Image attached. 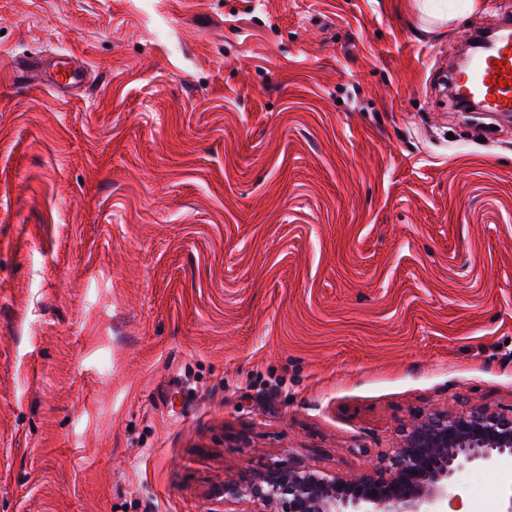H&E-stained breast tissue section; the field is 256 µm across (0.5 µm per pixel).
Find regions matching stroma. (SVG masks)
<instances>
[{
    "label": "stroma",
    "mask_w": 512,
    "mask_h": 512,
    "mask_svg": "<svg viewBox=\"0 0 512 512\" xmlns=\"http://www.w3.org/2000/svg\"><path fill=\"white\" fill-rule=\"evenodd\" d=\"M512 0H0V512H224L512 412ZM70 62L86 82L48 78ZM447 512L512 503V463ZM498 33L503 36L495 48L487 54L474 57L470 66L460 69L453 77L454 95L472 97L481 102L482 111L510 117L512 112V24L511 20L499 24ZM502 62V67L496 64ZM505 70V73H502ZM502 78V86L498 79ZM495 81V84H492ZM507 81V84H503ZM458 96V97H457ZM508 99V102H505Z\"/></svg>",
    "instance_id": "1"
}]
</instances>
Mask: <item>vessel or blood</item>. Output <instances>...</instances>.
Masks as SVG:
<instances>
[{
	"label": "vessel or blood",
	"mask_w": 512,
	"mask_h": 512,
	"mask_svg": "<svg viewBox=\"0 0 512 512\" xmlns=\"http://www.w3.org/2000/svg\"><path fill=\"white\" fill-rule=\"evenodd\" d=\"M499 31L491 52L476 55L468 68L456 72L453 90L481 102L483 111L507 117L512 115V23H501Z\"/></svg>",
	"instance_id": "b4317fda"
}]
</instances>
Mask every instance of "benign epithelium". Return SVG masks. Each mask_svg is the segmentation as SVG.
I'll use <instances>...</instances> for the list:
<instances>
[{
	"label": "benign epithelium",
	"mask_w": 512,
	"mask_h": 512,
	"mask_svg": "<svg viewBox=\"0 0 512 512\" xmlns=\"http://www.w3.org/2000/svg\"><path fill=\"white\" fill-rule=\"evenodd\" d=\"M512 460V414L444 409L402 428L392 448L358 475L273 463L251 480H224V503L246 512H445L455 475Z\"/></svg>",
	"instance_id": "7a95c632"
}]
</instances>
